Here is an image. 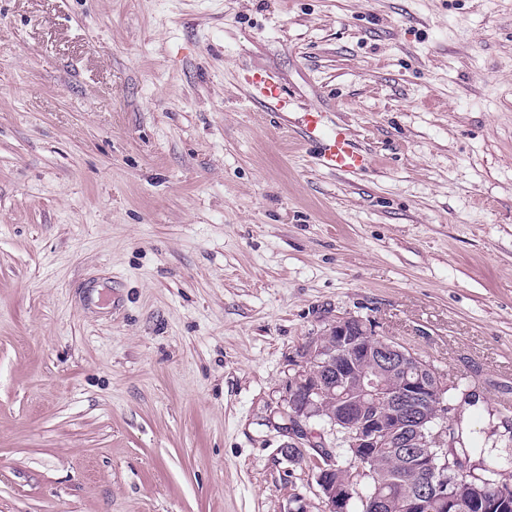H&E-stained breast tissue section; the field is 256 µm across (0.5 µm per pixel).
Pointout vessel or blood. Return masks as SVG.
<instances>
[{"label": "vessel or blood", "mask_w": 512, "mask_h": 512, "mask_svg": "<svg viewBox=\"0 0 512 512\" xmlns=\"http://www.w3.org/2000/svg\"><path fill=\"white\" fill-rule=\"evenodd\" d=\"M249 83L256 97L272 104L276 112L287 114L288 94L278 78L262 71L253 74ZM300 128L304 141L312 147L323 168L338 174H352L370 167L369 153L359 146L348 126L342 122L330 123L323 108H305Z\"/></svg>", "instance_id": "1"}]
</instances>
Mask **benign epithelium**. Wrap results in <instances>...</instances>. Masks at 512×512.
I'll list each match as a JSON object with an SVG mask.
<instances>
[{"label": "benign epithelium", "mask_w": 512, "mask_h": 512, "mask_svg": "<svg viewBox=\"0 0 512 512\" xmlns=\"http://www.w3.org/2000/svg\"><path fill=\"white\" fill-rule=\"evenodd\" d=\"M369 324L352 317H342L330 325L325 341L310 346L311 369L302 371L291 382L285 412L293 420V441L283 447L300 448L306 443L316 446L305 425L314 418H326L333 425L346 426L350 447L356 451L360 472L370 473L378 449L390 442L401 449L409 465L428 475V481L411 494L409 512H424L429 501L437 498L455 509L465 503L480 512H503L506 498H487L474 486L448 481V458L437 462L438 452L448 444V380L432 363L403 344L390 341L374 345ZM359 359L374 365V375L358 380L364 398L351 399L336 390L350 382L348 369ZM396 376L397 386L382 394L378 377ZM384 404V414H369V409ZM322 468L318 475L321 495L327 512H347L348 489L332 483Z\"/></svg>", "instance_id": "obj_1"}]
</instances>
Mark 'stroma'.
<instances>
[{
	"mask_svg": "<svg viewBox=\"0 0 512 512\" xmlns=\"http://www.w3.org/2000/svg\"><path fill=\"white\" fill-rule=\"evenodd\" d=\"M347 316L512 484V0H0V512H325L283 409ZM255 96L260 100L272 104L276 112L282 116L288 113V94L282 83L273 74L267 71L254 73L249 79ZM329 113L316 106L301 112L304 141L313 148L319 164L329 171L338 174L365 171L371 165L369 153L359 146L345 123L330 124Z\"/></svg>",
	"mask_w": 512,
	"mask_h": 512,
	"instance_id": "35a3bbf8",
	"label": "stroma"
}]
</instances>
